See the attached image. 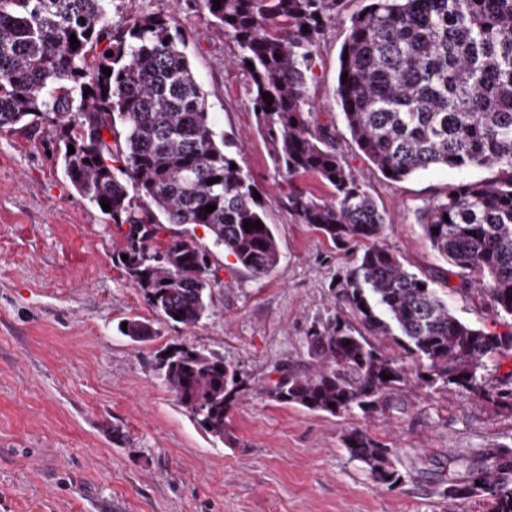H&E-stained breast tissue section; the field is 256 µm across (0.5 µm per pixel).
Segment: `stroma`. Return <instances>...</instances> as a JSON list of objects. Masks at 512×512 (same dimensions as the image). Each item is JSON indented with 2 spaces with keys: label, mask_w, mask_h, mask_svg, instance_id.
<instances>
[{
  "label": "stroma",
  "mask_w": 512,
  "mask_h": 512,
  "mask_svg": "<svg viewBox=\"0 0 512 512\" xmlns=\"http://www.w3.org/2000/svg\"><path fill=\"white\" fill-rule=\"evenodd\" d=\"M366 0H346L320 42L306 96L312 122L336 128V148L385 212L382 244L405 268L446 269L417 213L463 180L497 169L437 167L393 181L361 158L333 98L349 19ZM154 12L172 16L218 131L243 144L244 161L274 224L282 259L263 279L216 250L221 282L195 327L173 325L147 306L115 265L122 234L70 185L51 155L46 125L0 134V512H448L432 494L449 454L512 445V419L454 393L410 383L392 409L330 415L251 393L229 411L223 438L206 433L157 375L158 350L187 343L224 356L263 381L308 360L310 325L334 312L332 285L354 253L334 247L291 212L248 103L238 48L198 10L177 0H118L113 26ZM450 274L440 294L462 320L500 331L475 294ZM151 324L135 343L123 322ZM352 430L396 448L407 472L378 487L353 460Z\"/></svg>",
  "instance_id": "1"
}]
</instances>
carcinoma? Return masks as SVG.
<instances>
[{
    "instance_id": "carcinoma-1",
    "label": "carcinoma",
    "mask_w": 512,
    "mask_h": 512,
    "mask_svg": "<svg viewBox=\"0 0 512 512\" xmlns=\"http://www.w3.org/2000/svg\"><path fill=\"white\" fill-rule=\"evenodd\" d=\"M114 2L0 0V132L47 125L73 189L128 226L115 264L159 317L192 328L220 283L212 249L256 278L270 276L282 255L235 136L215 129L173 18L144 13L114 27ZM182 2L236 42L275 173L289 181L312 174L331 187L327 199L291 187L294 215L336 247L368 242L334 287L339 310L306 333L310 369H277L279 379L263 388L269 400L331 415L389 409L409 373L376 345L386 338L415 360L427 389L454 390L512 418V376L486 381L489 362L512 351V0H368L350 20L335 89L358 154L384 177L434 166L503 174L450 186L419 215L432 248L463 277L460 290L483 294L502 332L457 317L436 291L445 276L408 271L380 243L384 214L336 150L335 127L309 120L317 48L345 0ZM257 220L259 228H243ZM173 226L178 233L161 237ZM198 226L210 244L197 239ZM152 334L127 321L129 339ZM156 369L199 425L224 438L228 411L249 389L238 369L184 343L167 348ZM345 444L375 484L405 482L396 449L358 431ZM434 492L456 506L512 512V446L448 456Z\"/></svg>"
}]
</instances>
